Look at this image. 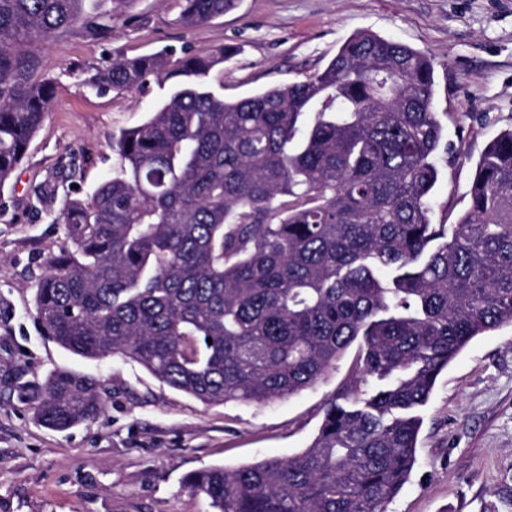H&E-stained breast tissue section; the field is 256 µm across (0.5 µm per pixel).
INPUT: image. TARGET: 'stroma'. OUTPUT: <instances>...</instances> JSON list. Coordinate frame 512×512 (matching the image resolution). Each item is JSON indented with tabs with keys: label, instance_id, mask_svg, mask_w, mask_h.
<instances>
[{
	"label": "stroma",
	"instance_id": "stroma-1",
	"mask_svg": "<svg viewBox=\"0 0 512 512\" xmlns=\"http://www.w3.org/2000/svg\"><path fill=\"white\" fill-rule=\"evenodd\" d=\"M179 10L177 0H135L99 37L75 29L44 45L53 108L0 188V512H212L185 476L306 448L353 365L346 353L284 400L207 406L138 364L75 356L42 331L32 286L68 245L54 215L92 194L117 161L113 133L141 124L168 93L155 82L136 92L90 86L113 49L132 57L233 47L212 78L228 100L304 79L363 29L420 50L435 66L438 111L454 115L444 129L454 154L434 193L438 223L467 207L480 155L512 129V0H237L192 29L176 25ZM48 182L55 196L38 199ZM55 369L101 380L109 399L97 420L59 432L35 419ZM420 414L417 462L388 512H512V324L469 342Z\"/></svg>",
	"mask_w": 512,
	"mask_h": 512
}]
</instances>
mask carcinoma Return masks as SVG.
<instances>
[{"label": "carcinoma", "mask_w": 512, "mask_h": 512, "mask_svg": "<svg viewBox=\"0 0 512 512\" xmlns=\"http://www.w3.org/2000/svg\"><path fill=\"white\" fill-rule=\"evenodd\" d=\"M83 2L0 0V186L52 109L41 44L101 30ZM236 2L179 0L177 22ZM234 54L115 50L90 79L175 90L114 139L93 195L55 218L72 249L48 259L36 318L64 350L134 362L206 405L295 395L359 343L307 448L186 485L215 512H387L438 375L512 323V130L481 155L467 210L436 224L448 143L428 57L361 31L324 69L228 102L210 77ZM104 409L97 378L63 369L35 417L66 430Z\"/></svg>", "instance_id": "cac0c4a2"}]
</instances>
